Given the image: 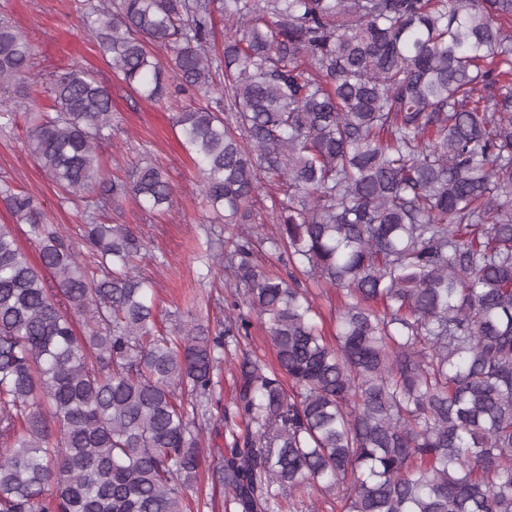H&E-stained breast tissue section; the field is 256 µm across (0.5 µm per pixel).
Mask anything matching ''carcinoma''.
I'll list each match as a JSON object with an SVG mask.
<instances>
[{"instance_id":"carcinoma-1","label":"carcinoma","mask_w":512,"mask_h":512,"mask_svg":"<svg viewBox=\"0 0 512 512\" xmlns=\"http://www.w3.org/2000/svg\"><path fill=\"white\" fill-rule=\"evenodd\" d=\"M93 25L140 98L165 100L170 74L198 100L174 125L237 229L209 247L231 301L222 330L161 334L140 236L90 215L81 255L0 179L39 250L35 265L0 224V512H192L244 306L276 365L243 351L235 368L216 466L230 512H320L312 487L341 512H512V0H110ZM33 56L0 18V121L24 106L40 168L102 213L130 195L168 209L160 165L101 168L106 82L70 68L49 115ZM243 311L249 315L253 323L252 336L247 341L245 347L259 356H265L271 359L272 346L268 335V324H265L266 318L264 316L261 317L253 311L250 312L246 307H243ZM229 364L230 363L223 364L218 373L220 382L218 383V386H216L213 396V413L215 415L224 410V406L229 404L232 397L234 371L232 370L233 366H229Z\"/></svg>"}]
</instances>
